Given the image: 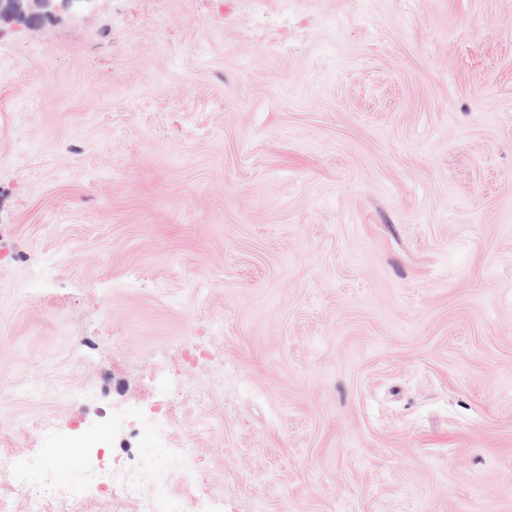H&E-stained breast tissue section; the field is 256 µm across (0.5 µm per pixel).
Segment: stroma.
Wrapping results in <instances>:
<instances>
[{
    "label": "stroma",
    "instance_id": "stroma-1",
    "mask_svg": "<svg viewBox=\"0 0 512 512\" xmlns=\"http://www.w3.org/2000/svg\"><path fill=\"white\" fill-rule=\"evenodd\" d=\"M0 250V455L86 512L162 387L224 512H512V0L17 25Z\"/></svg>",
    "mask_w": 512,
    "mask_h": 512
}]
</instances>
